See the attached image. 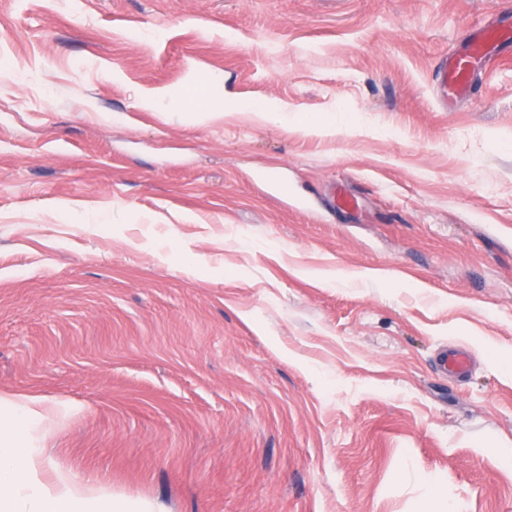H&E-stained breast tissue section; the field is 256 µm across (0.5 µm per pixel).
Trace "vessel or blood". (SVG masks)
Instances as JSON below:
<instances>
[{
	"mask_svg": "<svg viewBox=\"0 0 512 512\" xmlns=\"http://www.w3.org/2000/svg\"><path fill=\"white\" fill-rule=\"evenodd\" d=\"M511 38L512 25L503 21L472 29L465 52L452 55L440 72L446 102H453L466 92L472 80V65L489 45Z\"/></svg>",
	"mask_w": 512,
	"mask_h": 512,
	"instance_id": "obj_1",
	"label": "vessel or blood"
}]
</instances>
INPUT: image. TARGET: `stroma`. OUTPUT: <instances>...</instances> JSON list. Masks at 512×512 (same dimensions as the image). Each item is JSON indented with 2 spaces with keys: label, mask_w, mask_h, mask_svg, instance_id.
<instances>
[{
  "label": "stroma",
  "mask_w": 512,
  "mask_h": 512,
  "mask_svg": "<svg viewBox=\"0 0 512 512\" xmlns=\"http://www.w3.org/2000/svg\"><path fill=\"white\" fill-rule=\"evenodd\" d=\"M511 12L0 0V396L42 400L43 478L134 512H512V45L451 108L436 85ZM208 90L234 107L200 122Z\"/></svg>",
  "instance_id": "1"
}]
</instances>
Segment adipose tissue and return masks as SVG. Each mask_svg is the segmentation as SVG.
I'll use <instances>...</instances> for the list:
<instances>
[{
    "label": "adipose tissue",
    "mask_w": 512,
    "mask_h": 512,
    "mask_svg": "<svg viewBox=\"0 0 512 512\" xmlns=\"http://www.w3.org/2000/svg\"><path fill=\"white\" fill-rule=\"evenodd\" d=\"M39 399L19 404L0 397V512H18L20 501L30 503L33 512H110L112 497L101 487L82 484L60 475L42 482L39 455L17 447L13 437L29 432L41 418Z\"/></svg>",
    "instance_id": "1"
}]
</instances>
